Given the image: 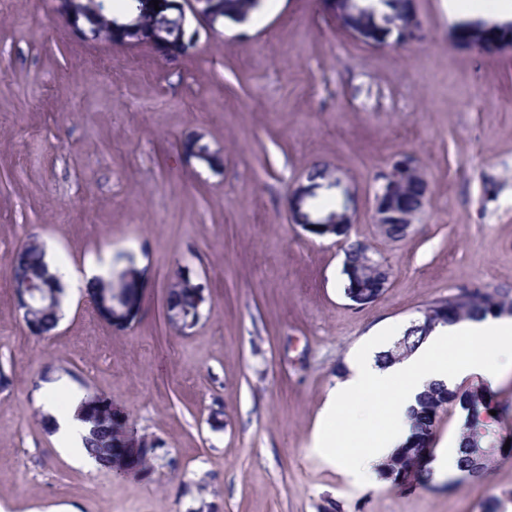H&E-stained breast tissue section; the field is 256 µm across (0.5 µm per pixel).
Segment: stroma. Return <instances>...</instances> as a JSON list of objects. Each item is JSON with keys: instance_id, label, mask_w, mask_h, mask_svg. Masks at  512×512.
I'll return each instance as SVG.
<instances>
[{"instance_id": "35a3bbf8", "label": "stroma", "mask_w": 512, "mask_h": 512, "mask_svg": "<svg viewBox=\"0 0 512 512\" xmlns=\"http://www.w3.org/2000/svg\"><path fill=\"white\" fill-rule=\"evenodd\" d=\"M365 6L279 0L168 63L75 38L49 0H0V512H479L512 489V458L488 483L403 494L313 447L349 356L457 288L512 294V19L399 0L369 22ZM191 134L221 151V170L181 156ZM402 153L428 193L393 241L373 211L377 176ZM325 170L349 193L351 239L391 272L364 306L344 295L343 245L293 214L300 196L312 217L335 210ZM33 238L75 265L107 252L119 270L133 255L141 318L110 328L70 288L57 329L30 335L9 273ZM182 265L207 298L186 333L165 319ZM74 377L168 460L134 478L59 452L40 398Z\"/></svg>"}]
</instances>
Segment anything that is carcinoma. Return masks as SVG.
I'll return each mask as SVG.
<instances>
[{
    "label": "carcinoma",
    "mask_w": 512,
    "mask_h": 512,
    "mask_svg": "<svg viewBox=\"0 0 512 512\" xmlns=\"http://www.w3.org/2000/svg\"><path fill=\"white\" fill-rule=\"evenodd\" d=\"M175 0H159V9H154L152 0H123L120 8L111 12V19L127 23L136 21L146 30H160L163 16L175 12ZM254 0H224V20L236 22L241 18H250L255 13ZM85 24L97 26L98 41L116 43L112 34V25L102 15L88 17ZM391 202L398 206L399 213L408 217H418L420 203L407 184L396 186L391 192ZM24 265L10 270V280L21 283L27 279L39 278L49 269L46 261L47 251L43 243L36 239L24 245ZM348 261L350 269L343 270L345 275L344 294L350 299L369 302L381 294L382 273L379 265L368 255V248L359 244L349 246ZM134 277L124 274L108 273L98 278L90 292L92 303L105 296L113 299L128 298L134 294ZM169 309L196 315L202 297L199 289L189 284L170 282L167 290ZM62 301L51 300L36 304L30 312L29 323L34 325L41 336L51 335L58 327ZM488 315H512V296L477 289L473 294L459 290L446 298L432 301L423 310L421 317L411 323L393 344L376 355V361L382 365L398 362L411 354L415 348L439 325H451L462 319L480 320ZM99 397L97 393H88L83 401L82 422L87 431L83 437V448L90 459L100 468L110 469L109 456L112 441V422L101 418L94 407ZM459 407L463 413V422L457 436V468L463 476L474 482H482L495 470L497 464L512 456V447L504 449L506 440H512V431H503L488 423L483 414L494 409L491 392L480 383L458 386L453 390L442 382H431L417 397V405L410 409L408 425L410 434L404 445L377 464L379 478L401 492H409L421 479V459L419 451L424 443L432 442L436 434L440 415L448 405ZM132 436H141L144 447L138 449L139 461L134 475L147 474L168 452L163 448H154L155 439L139 434L128 425ZM512 504V490L500 495H492L483 500L480 512H507V504Z\"/></svg>",
    "instance_id": "obj_1"
}]
</instances>
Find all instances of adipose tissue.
Segmentation results:
<instances>
[{"mask_svg": "<svg viewBox=\"0 0 512 512\" xmlns=\"http://www.w3.org/2000/svg\"><path fill=\"white\" fill-rule=\"evenodd\" d=\"M451 349L460 353L453 364L447 360ZM511 370L510 316H489L437 327L409 357L385 368L379 366L374 354L360 356L349 362L347 372L330 390L322 412L323 425L314 437V446L335 467L361 482L372 483L375 465L406 441L408 410L427 383L441 381L453 388L475 379L494 387ZM389 390L395 391L396 396L381 411L352 405L353 400L366 392ZM82 402V393L60 382L45 393L42 404L60 449L85 465L89 459L82 445L85 433L80 420ZM347 408L353 411L349 435L361 434L380 418L388 423L387 429L363 451L342 450L340 439L330 427Z\"/></svg>", "mask_w": 512, "mask_h": 512, "instance_id": "adipose-tissue-1", "label": "adipose tissue"}]
</instances>
